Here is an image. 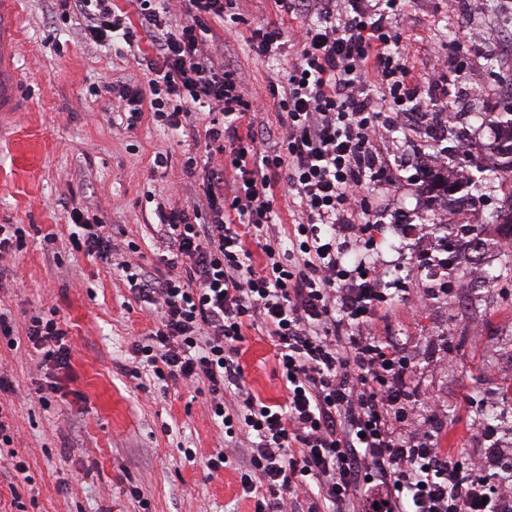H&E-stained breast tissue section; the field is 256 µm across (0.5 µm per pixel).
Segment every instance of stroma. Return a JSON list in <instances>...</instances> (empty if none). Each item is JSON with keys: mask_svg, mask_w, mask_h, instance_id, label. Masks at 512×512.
I'll return each instance as SVG.
<instances>
[{"mask_svg": "<svg viewBox=\"0 0 512 512\" xmlns=\"http://www.w3.org/2000/svg\"><path fill=\"white\" fill-rule=\"evenodd\" d=\"M60 3L18 0L17 57L29 109L0 130V224L27 232L23 251L0 254V312L18 340L13 348L0 343V374L13 385L6 398L13 447L32 477L27 484L0 468V512H17L18 499L26 512H139L133 486L151 512H255L235 466L214 474L205 467L225 446L208 395L182 382L162 388L149 375H128L130 339L149 335L158 317L140 307L117 269L128 261L155 277L170 274L160 211L204 203L202 166L224 160L206 154L205 130L222 114L193 111L180 133L156 126L147 113L127 128L118 95L92 89L105 80L145 85L141 66L132 53L118 56L86 38L80 16ZM509 12L512 0H404L394 22L400 50L412 87L431 105L414 119L399 116L398 130L378 136V157L395 182L376 187L378 208L356 218L376 225L377 242L370 248L352 237L343 245L350 256L367 252L395 289L370 335L408 357L421 397L443 407V444L468 452L487 451L491 440L473 422L482 405L499 404L512 388V287L483 284L504 242L490 215L511 206L512 197L495 184L468 205L422 190L419 177L424 157L461 141L475 147L471 166H491L488 133L476 117L512 100L503 82L512 76V56L488 40ZM224 14L209 23L207 52L236 71L255 106L246 119L258 141L273 145L288 120L271 89L283 84L301 48L302 19L277 0H233ZM267 26L285 36L280 55L270 58L249 43L254 29ZM442 113L450 114L448 123L435 122ZM159 154L167 158L161 167ZM76 207L106 224L111 263L69 253ZM464 207L481 230L480 259L448 273L422 265L424 253L438 251L435 225ZM131 240L137 251L128 250ZM50 306L60 311L71 361L52 373L66 400L46 406L38 388L50 373L26 328L35 311ZM239 360L254 394L285 401L275 347L263 329L246 330ZM187 448L193 459L184 457Z\"/></svg>", "mask_w": 512, "mask_h": 512, "instance_id": "1", "label": "stroma"}]
</instances>
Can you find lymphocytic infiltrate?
I'll return each instance as SVG.
<instances>
[{"mask_svg": "<svg viewBox=\"0 0 512 512\" xmlns=\"http://www.w3.org/2000/svg\"><path fill=\"white\" fill-rule=\"evenodd\" d=\"M136 2L135 23L112 0L73 5L95 43L132 47L139 29L153 33L157 54L146 63V86L117 88L129 125L147 113L177 130L188 105L206 104L224 114L207 129L209 144L231 145L223 165L205 171L201 219L178 208L160 217L171 262L183 274L150 278L129 262L118 266L135 299L160 315L151 335L132 341L136 363L158 382L207 389L225 436L249 443L240 482L256 512H512V488L496 471L512 448L495 447L483 458L453 455L427 420L401 436L416 402L413 366L396 349L352 333L372 322L391 292L366 259L345 267L336 235L368 232L355 218L375 203L368 183L385 179L373 143L383 114L423 108L390 22L398 0H348L342 17L336 0H316L321 18L305 20L302 49L286 76L287 129L266 149L240 131L251 105L235 72L216 71L204 49L205 19L223 16L224 0H190L193 16L177 28L160 0ZM371 70L373 95L364 85ZM282 168L305 220L287 243L266 242L257 267L226 212L259 231L271 224V175ZM70 217L73 250L111 261L103 224L78 208ZM253 327L275 343L285 405L267 404L243 383L238 354ZM26 335L42 364L69 366L56 308L35 312Z\"/></svg>", "mask_w": 512, "mask_h": 512, "instance_id": "1", "label": "lymphocytic infiltrate"}]
</instances>
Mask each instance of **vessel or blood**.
Wrapping results in <instances>:
<instances>
[{"mask_svg": "<svg viewBox=\"0 0 512 512\" xmlns=\"http://www.w3.org/2000/svg\"><path fill=\"white\" fill-rule=\"evenodd\" d=\"M18 40L17 0H0V124L26 109L19 94L20 77L16 66Z\"/></svg>", "mask_w": 512, "mask_h": 512, "instance_id": "vessel-or-blood-1", "label": "vessel or blood"}]
</instances>
